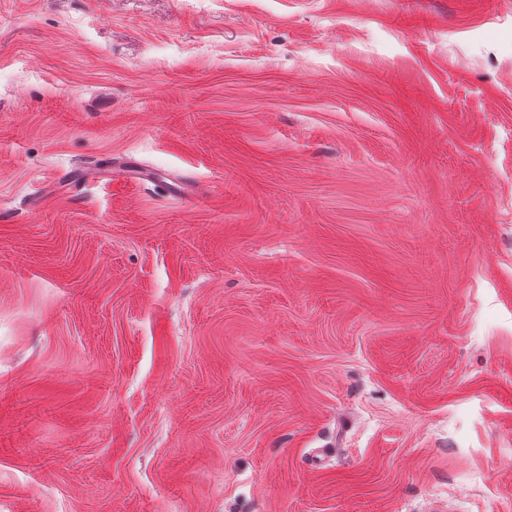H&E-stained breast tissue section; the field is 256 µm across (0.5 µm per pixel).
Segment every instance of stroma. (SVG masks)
<instances>
[{
  "label": "stroma",
  "instance_id": "obj_1",
  "mask_svg": "<svg viewBox=\"0 0 512 512\" xmlns=\"http://www.w3.org/2000/svg\"><path fill=\"white\" fill-rule=\"evenodd\" d=\"M0 512H512V0H0Z\"/></svg>",
  "mask_w": 512,
  "mask_h": 512
}]
</instances>
